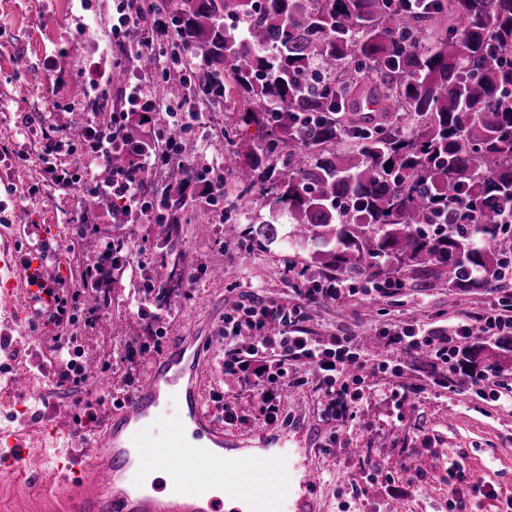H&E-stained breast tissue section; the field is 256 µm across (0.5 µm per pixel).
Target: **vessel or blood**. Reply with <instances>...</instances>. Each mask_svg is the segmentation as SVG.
<instances>
[{
  "label": "vessel or blood",
  "instance_id": "obj_1",
  "mask_svg": "<svg viewBox=\"0 0 512 512\" xmlns=\"http://www.w3.org/2000/svg\"><path fill=\"white\" fill-rule=\"evenodd\" d=\"M46 260L23 264L10 250L0 251V297H12L17 290L29 289V278L45 274ZM212 336L174 333L171 341L148 366L146 381L130 398L114 407L101 431L92 438L89 454L61 451L49 486L52 499L36 501L37 512H221L220 499L211 497L212 486L222 485L223 498L246 497L249 512H318L316 492L323 481L319 468L303 462L289 464L287 457L269 460L271 477L257 494H245L242 477L252 465L250 455H241L235 469H228L222 451L224 428L205 411L200 379L205 353ZM181 404L180 429L169 431L167 447L176 449L185 464L197 465L192 485L171 475L165 495H157L142 482L144 467L155 461L157 426L166 418L170 398ZM194 428L215 448L207 453L189 447L181 428ZM264 445L287 448L294 443L305 449L318 445L320 436L306 420H299L292 433L266 431ZM26 447L19 433L0 432V460L8 467L22 466Z\"/></svg>",
  "mask_w": 512,
  "mask_h": 512
}]
</instances>
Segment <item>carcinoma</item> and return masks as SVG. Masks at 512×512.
Here are the masks:
<instances>
[{"label":"carcinoma","mask_w":512,"mask_h":512,"mask_svg":"<svg viewBox=\"0 0 512 512\" xmlns=\"http://www.w3.org/2000/svg\"><path fill=\"white\" fill-rule=\"evenodd\" d=\"M172 48L200 59L192 93L230 103L261 131L229 140L239 195L285 212L289 232L259 220L252 233L289 239L338 279L379 288L411 267L442 288L498 282L512 264V0H183ZM368 92L371 123L346 119ZM352 138L349 148L340 144ZM271 157L285 170L266 167ZM188 183L168 186L158 225L167 277L157 308L182 287L179 231ZM88 308L112 286L82 283Z\"/></svg>","instance_id":"1"}]
</instances>
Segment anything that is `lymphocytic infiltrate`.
<instances>
[{
  "mask_svg": "<svg viewBox=\"0 0 512 512\" xmlns=\"http://www.w3.org/2000/svg\"><path fill=\"white\" fill-rule=\"evenodd\" d=\"M146 0H116V15L112 19V36L122 48L116 65L125 59L139 57L169 44L171 25L156 20L153 27H144L140 19L147 11ZM180 56H169L167 62L156 65L153 72L127 82L121 89L122 105L113 110L108 123L89 121L84 128L85 140L74 144L67 133L49 124L43 112H23L17 117L19 129L39 126V153L44 163L42 181L61 189H77L86 195L108 194L117 200L116 220L137 215L147 223H158L161 204L148 198L140 177L142 171H155L180 164L192 180L203 184L207 201L215 205L224 199L222 183L210 181L212 165L184 153L187 133L201 125L203 113L193 108H177L159 92L162 79L168 78L171 65L181 64ZM167 114V123L143 131L144 119L150 115ZM128 153L130 166L113 170L106 182H98L89 169L55 164L58 156L84 152L103 162H110L114 151ZM80 291L39 283L36 298L44 313V326L57 327L67 320ZM356 290L346 280L333 279L298 289L288 304H273L258 297L236 304L224 315V361L222 370L230 385L224 392L220 413L224 423L232 424L240 415L236 399L240 391L251 392L264 421L275 423L283 412L280 394L285 387L300 384L298 369L313 371L324 398L328 419L337 420L361 402L362 375L367 359L358 337L340 333L331 336H311L297 327L303 308L311 303H342L355 296ZM497 299L488 310L465 315L454 322L427 326L412 323L387 322L377 327L375 335L397 355L426 352L433 374L447 378L449 371L460 368L467 352L480 335H512V290L500 288Z\"/></svg>",
  "mask_w": 512,
  "mask_h": 512,
  "instance_id": "f902f5d3",
  "label": "lymphocytic infiltrate"
}]
</instances>
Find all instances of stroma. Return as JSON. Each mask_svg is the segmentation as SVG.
I'll return each mask as SVG.
<instances>
[{"instance_id": "stroma-1", "label": "stroma", "mask_w": 512, "mask_h": 512, "mask_svg": "<svg viewBox=\"0 0 512 512\" xmlns=\"http://www.w3.org/2000/svg\"><path fill=\"white\" fill-rule=\"evenodd\" d=\"M68 3L62 13L57 0H0V142L31 154L23 167L0 154V247L22 253L32 240H57L62 251L52 270L77 282L84 263L112 239V201L54 187L28 195L43 168L36 153L40 133L20 135L15 128L19 113L47 107L53 108L56 124L80 127L86 119L83 106L96 94L93 71L112 67L113 0ZM90 24L98 30L94 44L82 38ZM193 106L205 122L190 137L203 161L218 160V172L226 178L224 204L214 208L187 202L173 248L193 266L222 258L224 271L219 276L199 272L197 282L185 283L158 317L141 315L137 302L144 275H163L167 269L159 261L155 225H132L138 247L129 253V267L114 277L111 309L99 311L94 329L82 337L87 381L77 391L58 386L53 342L34 328L29 295L0 300V333L13 339L0 350V430L23 432L29 449L22 468L0 466V512H31L46 486L44 472L55 466L56 448L72 444L63 432L82 414L88 398L118 403L145 381L149 361L129 357L131 339H156L164 345L176 330L186 333L197 326L216 331L225 312L246 297L283 303L292 298L298 278L314 281L326 274L320 264L250 234L258 203L238 197L228 179V135L238 115L199 100ZM74 216L86 220L82 233H75L70 223ZM403 277L405 287L395 297L375 293L339 305L318 303L305 310L300 324L316 336L339 329L364 336L387 320L436 326L482 312L494 302L488 288L451 295L434 279L408 270ZM402 379L421 388L402 415L389 378L381 373L368 378L363 411L352 420L334 422L323 416L313 377L284 399L282 412L289 424L303 417L322 439L339 436L338 447L318 448L312 456L324 474L319 494L323 512H448V471L453 467L465 475L458 486L462 512H512V407L487 404L461 384L448 388L435 383L419 361L406 362ZM374 461L393 472V482L373 476ZM487 487L496 490V497L484 496Z\"/></svg>"}]
</instances>
